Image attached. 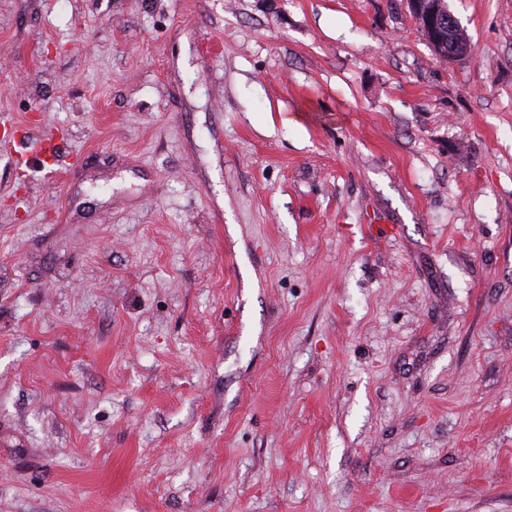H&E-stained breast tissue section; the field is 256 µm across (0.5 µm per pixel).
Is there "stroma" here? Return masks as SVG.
<instances>
[{
	"label": "stroma",
	"mask_w": 512,
	"mask_h": 512,
	"mask_svg": "<svg viewBox=\"0 0 512 512\" xmlns=\"http://www.w3.org/2000/svg\"><path fill=\"white\" fill-rule=\"evenodd\" d=\"M0 0V512H512V0ZM409 10L419 22L421 31L428 42L443 39V19H448V33L458 28L456 17L447 9L443 0H406ZM64 137L57 133L29 137L22 157L32 156V160L42 165L57 166L63 163ZM51 160V163L48 162Z\"/></svg>",
	"instance_id": "1"
}]
</instances>
